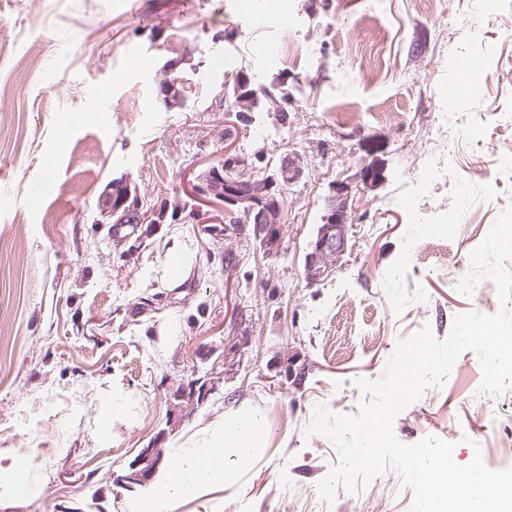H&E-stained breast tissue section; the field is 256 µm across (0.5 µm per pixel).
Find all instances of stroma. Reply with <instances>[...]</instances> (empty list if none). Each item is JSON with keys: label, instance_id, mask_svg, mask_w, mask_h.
<instances>
[{"label": "stroma", "instance_id": "stroma-1", "mask_svg": "<svg viewBox=\"0 0 512 512\" xmlns=\"http://www.w3.org/2000/svg\"><path fill=\"white\" fill-rule=\"evenodd\" d=\"M474 4L266 0L273 21L261 26L247 0H0V459L40 462L0 477V512H130L149 491L116 480L144 448L188 456L242 411L263 418L266 438L236 490L207 484L167 512H369L374 500L410 512L413 493L391 469L323 500L317 485L337 455L304 429L318 404L356 412L354 379H380L399 340L425 326L446 339L477 307L446 275L471 269V213L491 224L512 205V0L486 29L498 68L483 94L460 93L464 121L446 163L464 178L415 179L437 149ZM269 41L306 52L284 63L263 54ZM175 44L192 51L179 71L197 91L169 109L155 74ZM243 74L287 96L288 119L249 113L239 152L270 168L294 153L304 170L287 190L278 247L180 216L124 256L98 221L101 192L122 177L145 209L183 198L224 154L219 101ZM332 112L356 118L334 126ZM62 126L73 130L65 141ZM372 162L385 180L358 196L347 253L307 284L331 185ZM421 209L452 214L458 234L422 236ZM229 249L240 256L230 270ZM157 292L163 301L139 311ZM199 377L212 394L174 409L171 394ZM482 377L477 355L462 353L396 417V437L455 443L462 465L480 446L490 468L512 467V446L489 449L483 430L512 426V385L479 400Z\"/></svg>", "mask_w": 512, "mask_h": 512}]
</instances>
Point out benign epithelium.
<instances>
[{
	"mask_svg": "<svg viewBox=\"0 0 512 512\" xmlns=\"http://www.w3.org/2000/svg\"><path fill=\"white\" fill-rule=\"evenodd\" d=\"M188 48H182L178 57L167 61L156 74V91L168 109L181 108L194 92V86L177 74L178 67L187 60ZM234 111L252 112L259 106L260 98L254 91L245 87L237 88ZM224 160L229 170L237 173V178L226 179L217 167H210L196 177L187 191L188 197L199 204H217L222 211L243 214L247 223L235 231H225V235L235 236L249 233L262 247L271 251L279 243L280 226L285 223L284 194L287 187L296 183L303 175L300 159L286 157L274 174L263 181H256L249 173V163L237 151L235 141L224 138ZM385 180L384 168L371 163L361 168L359 184L336 182L326 199L322 223L309 246L304 259V278L310 285L327 279L336 268L337 262L348 250L349 233L354 221V197L356 192L374 190ZM137 188L125 179L110 182L98 199L100 216L115 224L130 221L133 224H162L167 211L144 210ZM213 388L197 379L182 389L186 398L204 401ZM165 465L164 449L153 445L143 449L140 455L129 464L128 474L120 477L118 483L125 487L134 485L147 487L152 484Z\"/></svg>",
	"mask_w": 512,
	"mask_h": 512,
	"instance_id": "obj_1",
	"label": "benign epithelium"
}]
</instances>
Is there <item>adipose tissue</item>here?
Wrapping results in <instances>:
<instances>
[{
  "instance_id": "ef3b65f1",
  "label": "adipose tissue",
  "mask_w": 512,
  "mask_h": 512,
  "mask_svg": "<svg viewBox=\"0 0 512 512\" xmlns=\"http://www.w3.org/2000/svg\"><path fill=\"white\" fill-rule=\"evenodd\" d=\"M262 443L261 417L254 415L247 421L239 415L225 418L223 428L214 434L209 444L188 458L170 464L168 479L159 500L151 505L153 512H158L161 504L193 493L203 483L220 482L228 487L233 486L237 466L249 460ZM214 456L223 457V467L206 469V461Z\"/></svg>"
}]
</instances>
